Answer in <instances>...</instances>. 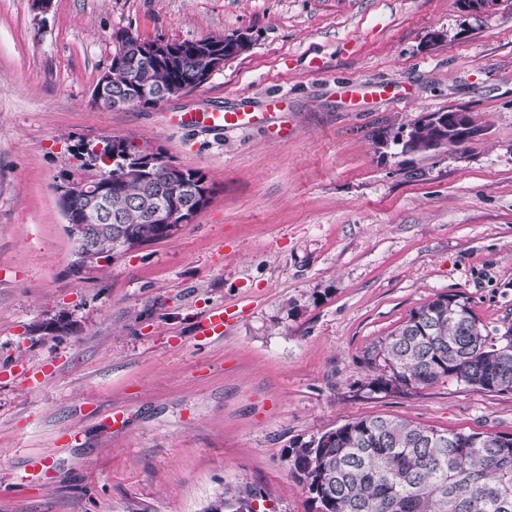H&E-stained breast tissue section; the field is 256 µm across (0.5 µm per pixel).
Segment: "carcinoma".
Instances as JSON below:
<instances>
[{
    "mask_svg": "<svg viewBox=\"0 0 512 512\" xmlns=\"http://www.w3.org/2000/svg\"><path fill=\"white\" fill-rule=\"evenodd\" d=\"M188 49L173 65L129 59L112 68L114 94H126L144 83L160 93L172 82L195 87L202 66ZM439 119L415 122L411 149H426L438 135ZM129 146L109 139L95 155L99 170L91 182L106 184V203L120 213L118 224H87L92 248L79 253L86 261L120 253L174 235L177 224H158L150 211L171 193L150 168L122 178L117 164ZM205 176L184 171L185 194L209 192ZM468 302L443 293L410 313L406 321L371 348V360L383 373L367 387L387 392L454 379L478 390L512 393V326L497 341ZM291 465L307 488L317 512H512V435L442 432L408 420L372 416L348 422L292 450ZM260 493L225 488L219 495L228 512H257Z\"/></svg>",
    "mask_w": 512,
    "mask_h": 512,
    "instance_id": "cac0c4a2",
    "label": "carcinoma"
}]
</instances>
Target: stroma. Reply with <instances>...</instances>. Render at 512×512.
<instances>
[{
	"label": "stroma",
	"instance_id": "stroma-1",
	"mask_svg": "<svg viewBox=\"0 0 512 512\" xmlns=\"http://www.w3.org/2000/svg\"><path fill=\"white\" fill-rule=\"evenodd\" d=\"M119 29L252 45L184 95L107 110ZM352 80L392 95L349 101ZM276 94V137L167 122ZM450 110L481 135L406 147ZM108 139L212 195L171 238L83 264L57 189ZM441 293L488 333L512 324V0H0V512H201L228 486L316 512L291 451L347 422L512 434V394L368 389L372 344ZM216 306L233 321L198 334ZM33 456L48 484L22 483ZM439 115L435 113L425 119L418 120L412 126V133L415 136V140L411 143L406 141V147L411 149H427L429 144L434 140L436 135H438V127L436 124L439 123L440 118H436Z\"/></svg>",
	"mask_w": 512,
	"mask_h": 512
}]
</instances>
